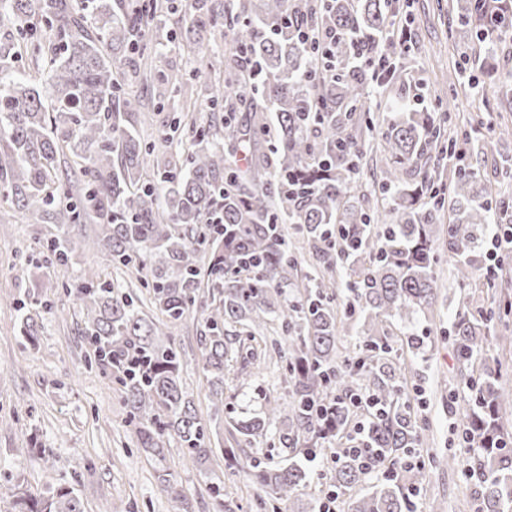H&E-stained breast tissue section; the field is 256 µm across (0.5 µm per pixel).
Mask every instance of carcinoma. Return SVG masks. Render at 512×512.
I'll use <instances>...</instances> for the list:
<instances>
[{"mask_svg": "<svg viewBox=\"0 0 512 512\" xmlns=\"http://www.w3.org/2000/svg\"><path fill=\"white\" fill-rule=\"evenodd\" d=\"M177 0H0V213L54 232L26 247L31 260L68 269L81 255H106L115 276L83 271L66 295L81 310L80 336L96 366L111 371L141 447L165 458L170 440L206 463L220 450L242 463L273 512H296L310 483L307 462L334 457L330 486L351 491L371 470L394 471L350 499L348 512H409L408 493L429 478L408 459L423 444V427L403 398L391 366L388 326L422 350L410 329L429 318L439 296L438 249L455 261L465 285L478 270L483 227L512 218V195L490 197L469 164L455 163L456 141L435 113L472 87L464 60L448 77L444 108L419 112L406 103L408 85L391 67L374 78L366 51L388 53L394 21L384 0H238L229 17L230 53L241 63L224 71L196 70L210 87V107L224 115L204 121L186 102L182 122L192 132L174 143L163 130L145 134L148 104L128 90L122 64L139 56L135 74L154 78L152 55L177 45L198 55L224 13L194 0L183 32L150 34L154 21L179 10ZM463 37L480 45L491 31L512 30L508 14L489 0L458 3ZM312 26L299 37L297 24ZM30 60L29 72L15 67ZM246 149L238 168L224 156ZM383 155L376 183L388 200L363 206L356 175L367 153ZM452 162L451 174L430 171L432 158ZM97 226L93 241L73 227ZM309 257L307 266L301 258ZM353 288L340 317L331 282L336 271ZM149 295L156 316L140 310L131 287ZM450 337L460 367L461 398H451L465 429L467 453L448 451V468L475 480L477 512H512V434L499 425L512 409V389L500 383L495 317L460 301ZM52 305L36 295L17 300L23 335H39ZM201 316L199 342L209 382L210 414L198 416L184 391L181 352L170 329L191 310ZM359 324L363 347L342 344L345 319ZM288 342L284 401L231 423L222 447L224 368L241 336L261 337L274 352ZM369 415L360 434L370 449L366 469L342 446L358 405ZM279 444L282 464L264 463L245 448ZM160 490L184 495L166 472ZM20 512H83L72 486H51L24 500Z\"/></svg>", "mask_w": 512, "mask_h": 512, "instance_id": "cac0c4a2", "label": "carcinoma"}]
</instances>
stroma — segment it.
Returning a JSON list of instances; mask_svg holds the SVG:
<instances>
[{"label":"stroma","mask_w":512,"mask_h":512,"mask_svg":"<svg viewBox=\"0 0 512 512\" xmlns=\"http://www.w3.org/2000/svg\"><path fill=\"white\" fill-rule=\"evenodd\" d=\"M448 0H388L387 9L406 23L412 47L394 57L415 92L410 106L433 109L435 92L447 88L448 77L469 43L449 35ZM473 74L478 87L459 97L449 122L468 128L474 115L483 117V134L494 140L488 155L473 159L482 183L492 191L512 193L504 167L512 163V38L496 39L482 54ZM47 227L6 217L0 220V512H18L15 486L35 496L51 484L72 483L84 512H174V503L159 490L158 476L169 470L191 512H215L206 469L184 457L171 442L164 459L148 455L126 421L114 379L85 363L87 344L78 332L79 312L65 287L81 269L107 271L98 253H88L67 270L36 268L23 257L26 246L44 238ZM451 258L441 256L440 294L433 318L418 320L425 348L401 352L398 367L407 370L406 394L426 441L418 459L431 467L428 483L414 498V512H477L473 481L459 470L435 464L456 439L448 398L458 391L459 371L448 332L460 300L449 274ZM27 294L52 303L43 316L40 336L20 333L14 303ZM199 322L195 315L172 329L181 351V381L202 415H209L208 382L202 371ZM265 344L240 349L224 370V405L234 416L259 413L268 400L287 394L285 371L269 357ZM210 469L224 475V499L234 512H267L251 476L215 457Z\"/></svg>","instance_id":"stroma-1"}]
</instances>
